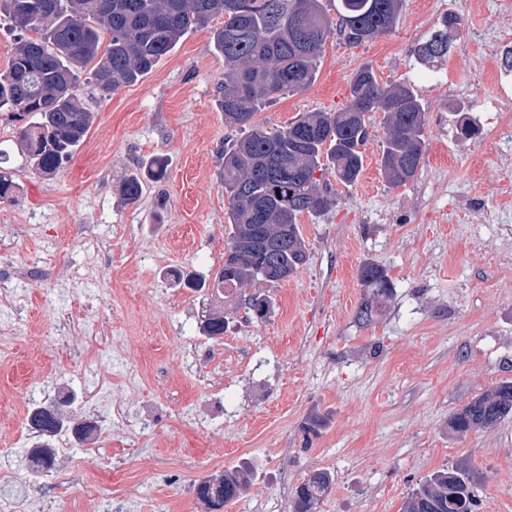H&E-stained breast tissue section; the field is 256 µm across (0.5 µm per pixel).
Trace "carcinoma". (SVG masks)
<instances>
[{
    "mask_svg": "<svg viewBox=\"0 0 512 512\" xmlns=\"http://www.w3.org/2000/svg\"><path fill=\"white\" fill-rule=\"evenodd\" d=\"M336 2L332 17L329 0H0V18L34 33L19 42L0 72V112L25 121L19 130L23 154L35 172L53 177L95 120L75 94L80 78L110 96L148 75L189 30L220 20L210 31L214 52L224 59L218 102L224 122L241 133L222 151L227 249L213 280L181 271L174 277L195 292L211 288L238 295L244 319L262 321L273 299L261 292L249 297L246 289L258 281H285L307 263L300 218L338 204L324 190L328 177L345 187L358 181L372 117L382 114L378 165L391 187L415 177L427 149V112L417 90L401 81L382 86L368 66L350 77L348 104L334 112H303L282 129L253 121L275 96L298 94L313 84L330 37L355 46L373 41L393 31L403 6V0ZM461 24L458 14H448L415 49L418 62L430 68L448 57L450 34ZM164 173L163 158L146 161L124 179L122 195L138 201L147 182ZM267 259L264 277H255ZM360 279L371 289L356 313L364 323L386 311L393 284L374 263L362 266ZM228 323L224 311H208L199 330L217 339ZM511 416L512 380L506 379L453 414L448 426L461 434ZM29 423L44 438L65 426L51 406L32 409ZM249 483L248 470H226L197 485L196 497L214 512L243 495ZM330 484L325 471L310 475L296 488L290 512H316ZM478 488L473 473L442 469L412 490L403 512H477Z\"/></svg>",
    "mask_w": 512,
    "mask_h": 512,
    "instance_id": "1",
    "label": "carcinoma"
}]
</instances>
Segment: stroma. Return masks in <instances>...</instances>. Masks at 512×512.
<instances>
[{
    "label": "stroma",
    "mask_w": 512,
    "mask_h": 512,
    "mask_svg": "<svg viewBox=\"0 0 512 512\" xmlns=\"http://www.w3.org/2000/svg\"><path fill=\"white\" fill-rule=\"evenodd\" d=\"M505 0H404L396 28L360 46L332 37L311 87L281 95L254 116L282 128L303 112H333L360 67L380 83L413 80L428 112L429 146L405 186L377 165L383 129L371 120L364 171L338 207L302 216L309 260L290 280L262 285L265 321L234 322L220 339L199 332L206 309L234 297L179 287L173 271L212 276L224 263L228 200L218 106L224 62L208 28L187 33L155 69L105 97L79 82L96 120L73 158L47 178L27 167L19 126L0 117V171L20 190L0 202V463L26 469L38 405L62 404L68 452L28 494L44 512H95L84 472L111 488L123 512H206L194 487L228 468L251 484L223 512H288L296 487L318 470L334 481L316 512H401L413 487L458 464L481 482L478 512H512V418L463 435L448 420L512 379V129L493 109L483 72L503 64L496 41ZM462 16L439 72L414 51L446 13ZM481 118L465 140L453 104ZM167 174L140 201L121 184L148 158ZM394 285L387 310L359 324L369 288L364 262ZM200 350L219 378L192 367ZM127 408L130 426L113 423ZM323 417L318 434L303 423Z\"/></svg>",
    "instance_id": "1"
}]
</instances>
